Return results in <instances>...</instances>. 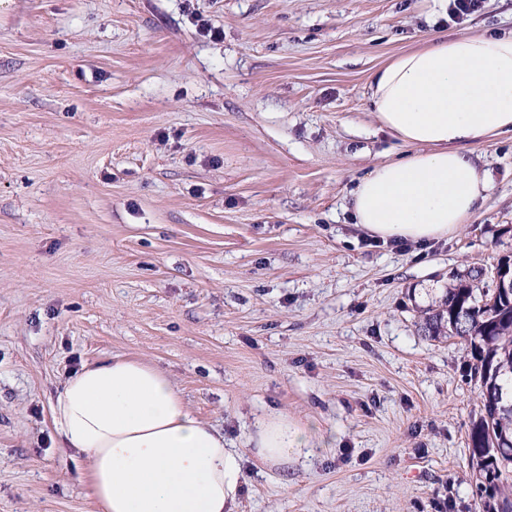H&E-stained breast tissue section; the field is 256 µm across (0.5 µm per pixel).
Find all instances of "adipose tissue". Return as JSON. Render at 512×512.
<instances>
[{
	"label": "adipose tissue",
	"instance_id": "ef3b65f1",
	"mask_svg": "<svg viewBox=\"0 0 512 512\" xmlns=\"http://www.w3.org/2000/svg\"><path fill=\"white\" fill-rule=\"evenodd\" d=\"M382 127L417 153L375 166L351 192L352 217L383 240L454 235L490 174L469 143L512 131V34H469L400 53L368 83ZM65 447L85 455L100 512H236L247 459L285 466L308 446L286 414L259 419L249 448L186 406L169 375L112 358L72 375L52 405Z\"/></svg>",
	"mask_w": 512,
	"mask_h": 512
}]
</instances>
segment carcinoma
I'll use <instances>...</instances> for the list:
<instances>
[{
	"label": "carcinoma",
	"mask_w": 512,
	"mask_h": 512,
	"mask_svg": "<svg viewBox=\"0 0 512 512\" xmlns=\"http://www.w3.org/2000/svg\"><path fill=\"white\" fill-rule=\"evenodd\" d=\"M481 271L446 290L439 304L425 310L420 329L433 340L456 338L475 360L481 414L472 423L469 455L476 493L484 512H512V291L496 296Z\"/></svg>",
	"instance_id": "cac0c4a2"
}]
</instances>
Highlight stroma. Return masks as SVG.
Here are the masks:
<instances>
[{
	"mask_svg": "<svg viewBox=\"0 0 512 512\" xmlns=\"http://www.w3.org/2000/svg\"><path fill=\"white\" fill-rule=\"evenodd\" d=\"M199 12L223 28L201 36ZM511 33L426 0H9L0 8V512H98L50 403L115 356L167 371L243 448L299 424L308 458L249 461L236 512H483L472 358L418 311L512 256V133L473 144L492 187L450 238L351 217L413 154L371 75L440 38Z\"/></svg>",
	"mask_w": 512,
	"mask_h": 512,
	"instance_id": "1",
	"label": "stroma"
}]
</instances>
